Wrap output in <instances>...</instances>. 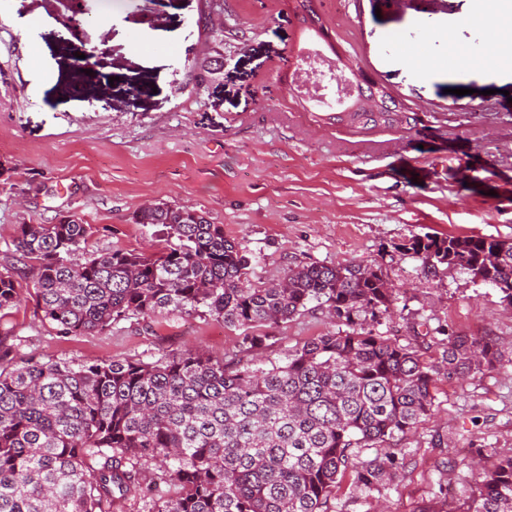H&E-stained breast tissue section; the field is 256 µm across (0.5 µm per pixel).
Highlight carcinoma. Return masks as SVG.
Returning a JSON list of instances; mask_svg holds the SVG:
<instances>
[{"mask_svg":"<svg viewBox=\"0 0 512 512\" xmlns=\"http://www.w3.org/2000/svg\"><path fill=\"white\" fill-rule=\"evenodd\" d=\"M134 221L167 245L88 253L94 227L79 218L19 225L23 267L0 270V321L29 271L36 309L62 337L164 311L257 329L312 305L338 329L269 365L248 358L267 334L244 337L228 363L187 350L76 365L24 354L14 328L0 331V512H114L119 501L128 512H333L345 477L366 499L392 488L406 459L395 440L431 413L437 378L500 362L489 337L451 332L428 359L430 343L376 332L396 301L379 264L295 265L254 282L253 257L202 212L155 202ZM408 250L426 273L458 268L512 306L511 241L413 235ZM454 512H512V456L478 473Z\"/></svg>","mask_w":512,"mask_h":512,"instance_id":"carcinoma-1","label":"carcinoma"}]
</instances>
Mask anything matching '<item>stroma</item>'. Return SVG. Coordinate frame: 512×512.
<instances>
[{
  "label": "stroma",
  "mask_w": 512,
  "mask_h": 512,
  "mask_svg": "<svg viewBox=\"0 0 512 512\" xmlns=\"http://www.w3.org/2000/svg\"><path fill=\"white\" fill-rule=\"evenodd\" d=\"M316 4L341 57L415 112V124L313 123L286 66L303 45L291 0H224V66L202 91L193 65L212 47L197 24L205 0H91L96 19L80 37L64 25L61 0H0V266L19 225L67 212L93 225L88 251H159L161 235L133 221L156 201L223 225L259 256L255 282L312 262L382 263L398 300L379 333L406 343L451 329L501 345L494 370L438 381L433 412L399 442L407 465L381 507L449 512L475 485L468 470L447 475L449 449H486V471L512 455V308L466 271L424 274L395 246L426 233L512 240V75L456 68L449 44L481 54L495 38L482 27L456 26L449 42H430L429 71L406 61L404 43L425 38L423 22L459 13V0ZM26 18L36 27L18 28ZM94 47L90 74H78L77 55ZM9 321L25 352L75 364L188 349L227 360L246 334L208 316L162 313L61 337L27 297ZM331 329L314 308L269 327L258 353L279 362ZM335 505L381 508L355 501L345 484Z\"/></svg>",
  "instance_id": "obj_1"
}]
</instances>
